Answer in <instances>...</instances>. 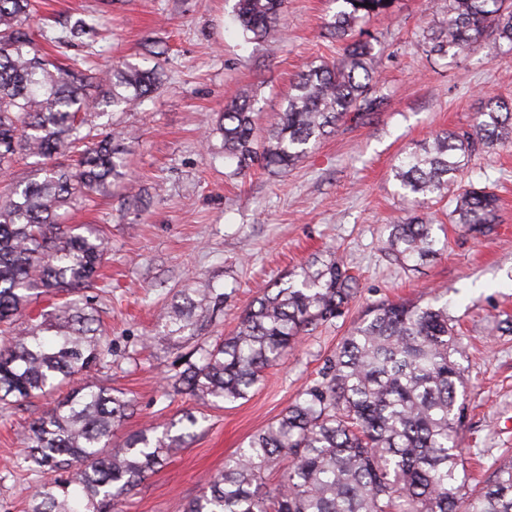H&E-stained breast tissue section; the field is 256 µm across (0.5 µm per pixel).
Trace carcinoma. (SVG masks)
<instances>
[{
  "label": "carcinoma",
  "mask_w": 512,
  "mask_h": 512,
  "mask_svg": "<svg viewBox=\"0 0 512 512\" xmlns=\"http://www.w3.org/2000/svg\"><path fill=\"white\" fill-rule=\"evenodd\" d=\"M348 10L329 24L346 42L336 64L308 66L291 84L287 106L257 140L259 113L248 98L224 106L208 137L222 138L224 155L240 174L256 162L287 171L350 118L370 119L383 101L371 59L374 37L355 28L385 17L394 0H344ZM284 0H237L235 20L245 40L276 42ZM446 20L429 38L430 52L468 54L495 34L512 51V8L505 0H445ZM32 0H0V171L16 157L34 159V177L0 192V404L47 395L112 355L96 309L82 290L97 277L107 252L105 234L66 224L63 213L128 178L125 131L93 135L89 119L122 111L162 84L156 69L121 64L100 69L95 53L71 63L45 51L67 48L96 33L94 15L62 36L34 34ZM512 143V101L496 100L466 127L448 129L402 157L393 169L408 194L442 199L473 152ZM452 219L487 234L497 223V198L485 188L456 197ZM429 219L415 215L391 226L386 250L400 263L438 253ZM79 295L22 329L32 299ZM356 279L331 256L279 281L258 296L236 331L210 343L200 336L198 310L224 303L210 289L173 299L160 313L169 340L187 344L172 392L214 405L247 397L265 370L278 365L309 328L342 313ZM458 337L448 306L382 303L345 337L322 381L306 398L225 458L207 490L185 512H512V460L499 459L477 490L458 473L463 449L458 427L463 374L453 359ZM131 403L104 385H84L33 417L19 467L40 478L28 512H100V499L121 496L156 471L190 432L127 434L112 444L130 417ZM287 463L277 488L262 491L267 470Z\"/></svg>",
  "instance_id": "cac0c4a2"
}]
</instances>
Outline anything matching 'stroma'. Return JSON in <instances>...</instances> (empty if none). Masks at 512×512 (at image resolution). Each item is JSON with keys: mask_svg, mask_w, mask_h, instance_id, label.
Listing matches in <instances>:
<instances>
[{"mask_svg": "<svg viewBox=\"0 0 512 512\" xmlns=\"http://www.w3.org/2000/svg\"><path fill=\"white\" fill-rule=\"evenodd\" d=\"M236 0H40L34 30L58 32L96 12L107 38L96 49L102 67L116 62L157 67L163 84L152 96L105 121L137 132L130 175L145 206L120 194L75 212L96 224L109 250L103 276L87 288L113 353L71 380L127 394L134 413L118 436L152 424L180 434L185 412L198 423L184 448L122 498V512H183L206 479L250 436L281 416L321 372L343 339L381 303L438 300L459 333L456 360L465 406L459 471L487 478L495 459L512 457V144L473 154L442 200L406 195L392 172L403 153L439 131L470 123L489 98L512 99V54L487 36L472 54H429L423 36L440 27L442 6L394 0L388 17L368 22L375 36L373 71L384 101L372 120H344L285 174L253 168L207 149L217 112L249 94L260 125L287 105L300 69L336 61L343 45L327 24L337 0H285L276 49L244 42ZM491 187L497 223L483 237L452 223L459 192ZM424 212L437 229L438 254L401 264L382 248L389 227ZM340 256L357 278L342 314L306 332L284 364L268 370L247 398L213 408L167 395L180 371L182 347L160 337L156 314L180 291L212 288L225 296L207 312L204 336H226L263 289L316 259ZM56 397L0 411V512H27L33 475L17 466L25 427Z\"/></svg>", "mask_w": 512, "mask_h": 512, "instance_id": "35a3bbf8", "label": "stroma"}]
</instances>
